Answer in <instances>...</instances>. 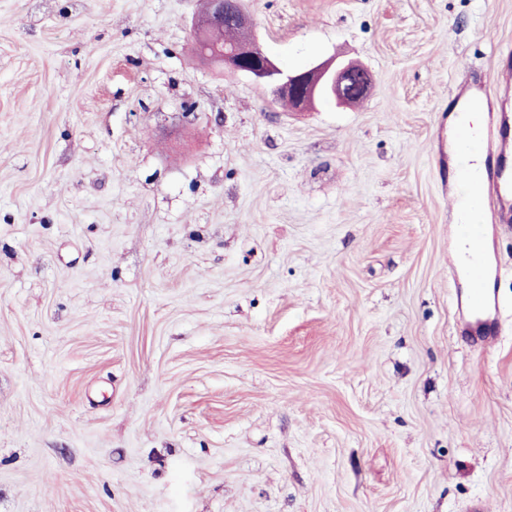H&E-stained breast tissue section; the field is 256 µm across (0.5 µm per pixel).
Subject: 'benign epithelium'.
<instances>
[{
	"label": "benign epithelium",
	"mask_w": 512,
	"mask_h": 512,
	"mask_svg": "<svg viewBox=\"0 0 512 512\" xmlns=\"http://www.w3.org/2000/svg\"><path fill=\"white\" fill-rule=\"evenodd\" d=\"M229 25L242 37L221 54L209 52L203 35L221 32ZM194 53L201 59L253 77L262 83L274 100H288L296 111L312 107L321 98L338 105H349L370 93L371 72L354 63L321 62L299 71L280 69L267 55L254 35L253 20L242 9L240 0H208L207 10L191 26Z\"/></svg>",
	"instance_id": "obj_1"
}]
</instances>
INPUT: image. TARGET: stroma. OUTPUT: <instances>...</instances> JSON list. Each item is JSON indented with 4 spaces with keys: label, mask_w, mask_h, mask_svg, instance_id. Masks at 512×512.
<instances>
[{
    "label": "stroma",
    "mask_w": 512,
    "mask_h": 512,
    "mask_svg": "<svg viewBox=\"0 0 512 512\" xmlns=\"http://www.w3.org/2000/svg\"><path fill=\"white\" fill-rule=\"evenodd\" d=\"M202 0H0V512H512V229L456 328L454 105L512 0H244L295 112L190 50ZM467 270V290L457 293L456 306L461 313L466 310L480 315L471 321L466 317L463 329L470 336L487 341L497 334L496 322L492 318V311L497 307L493 287L482 265L469 266Z\"/></svg>",
    "instance_id": "1"
}]
</instances>
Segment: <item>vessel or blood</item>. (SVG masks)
<instances>
[{"label": "vessel or blood", "instance_id": "b4317fda", "mask_svg": "<svg viewBox=\"0 0 512 512\" xmlns=\"http://www.w3.org/2000/svg\"><path fill=\"white\" fill-rule=\"evenodd\" d=\"M464 109L488 111L490 129L495 134L494 144L461 136V151L457 155V173L465 175L466 160L472 156L483 160L482 177L473 194V206L477 212L490 215L487 224L466 221L455 226L459 239L469 241L477 250H484L489 243L494 225L512 224V113L494 112L487 97L482 93L470 94L463 103ZM467 289L457 295L459 310L474 313V320L466 321L464 329L471 336L487 341L496 335V322L492 316L497 307L493 287L483 266H470L466 274Z\"/></svg>", "mask_w": 512, "mask_h": 512}]
</instances>
